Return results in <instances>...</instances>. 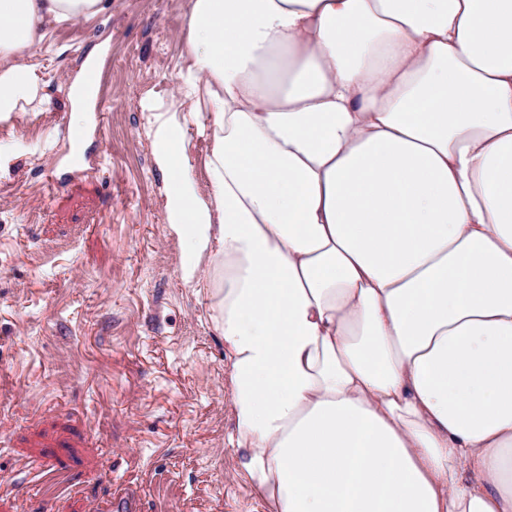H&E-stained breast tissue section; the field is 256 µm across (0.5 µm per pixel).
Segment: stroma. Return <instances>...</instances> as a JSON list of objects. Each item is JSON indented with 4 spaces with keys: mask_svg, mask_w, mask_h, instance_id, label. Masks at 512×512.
<instances>
[{
    "mask_svg": "<svg viewBox=\"0 0 512 512\" xmlns=\"http://www.w3.org/2000/svg\"><path fill=\"white\" fill-rule=\"evenodd\" d=\"M186 0H112L55 27L42 111L0 124V512H95L112 478L141 512H267L226 444L224 343L178 272L142 104H169ZM102 56L67 170L70 87ZM62 177L48 190L49 175ZM63 483L31 495V460Z\"/></svg>",
    "mask_w": 512,
    "mask_h": 512,
    "instance_id": "35a3bbf8",
    "label": "stroma"
}]
</instances>
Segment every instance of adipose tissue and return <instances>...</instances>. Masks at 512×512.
I'll return each mask as SVG.
<instances>
[{"label":"adipose tissue","mask_w":512,"mask_h":512,"mask_svg":"<svg viewBox=\"0 0 512 512\" xmlns=\"http://www.w3.org/2000/svg\"><path fill=\"white\" fill-rule=\"evenodd\" d=\"M187 4L142 108L268 512H512V0ZM111 6L0 0L1 123ZM188 130L190 140L189 157L191 174L203 189L207 184V176L204 168V159L207 153V142L196 134L194 127H189Z\"/></svg>","instance_id":"obj_1"}]
</instances>
